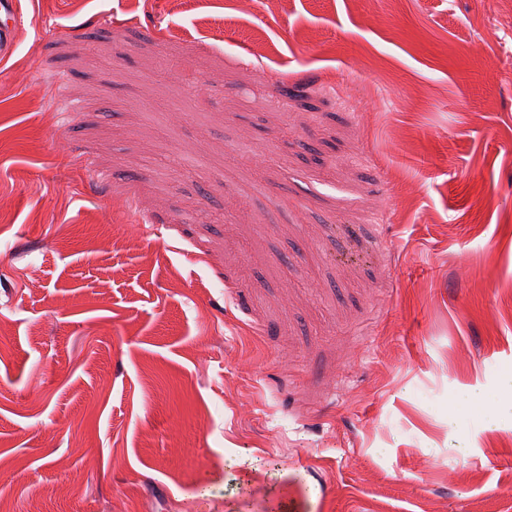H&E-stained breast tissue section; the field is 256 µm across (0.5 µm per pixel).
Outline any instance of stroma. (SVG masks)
I'll list each match as a JSON object with an SVG mask.
<instances>
[{
    "mask_svg": "<svg viewBox=\"0 0 512 512\" xmlns=\"http://www.w3.org/2000/svg\"><path fill=\"white\" fill-rule=\"evenodd\" d=\"M20 4L0 512H512L507 0Z\"/></svg>",
    "mask_w": 512,
    "mask_h": 512,
    "instance_id": "35a3bbf8",
    "label": "stroma"
}]
</instances>
